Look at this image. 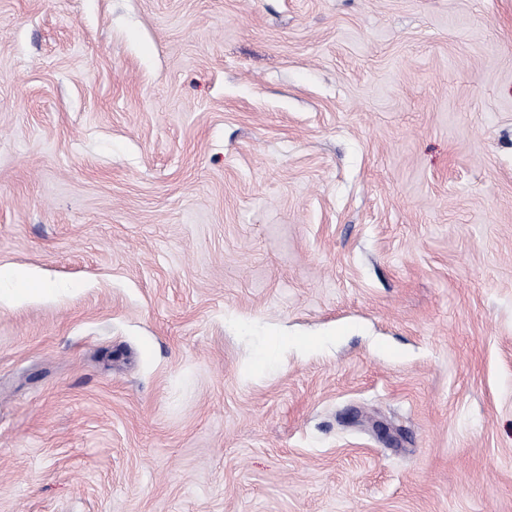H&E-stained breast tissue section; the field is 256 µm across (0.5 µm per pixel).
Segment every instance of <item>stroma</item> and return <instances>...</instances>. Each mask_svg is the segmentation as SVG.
I'll use <instances>...</instances> for the list:
<instances>
[{
	"mask_svg": "<svg viewBox=\"0 0 512 512\" xmlns=\"http://www.w3.org/2000/svg\"><path fill=\"white\" fill-rule=\"evenodd\" d=\"M10 267L0 512H512V0H0ZM8 276L25 288H11L7 291L1 288V305L20 302L34 294L52 295L58 290V288H46L41 281L36 280L23 268L10 269Z\"/></svg>",
	"mask_w": 512,
	"mask_h": 512,
	"instance_id": "1",
	"label": "stroma"
}]
</instances>
